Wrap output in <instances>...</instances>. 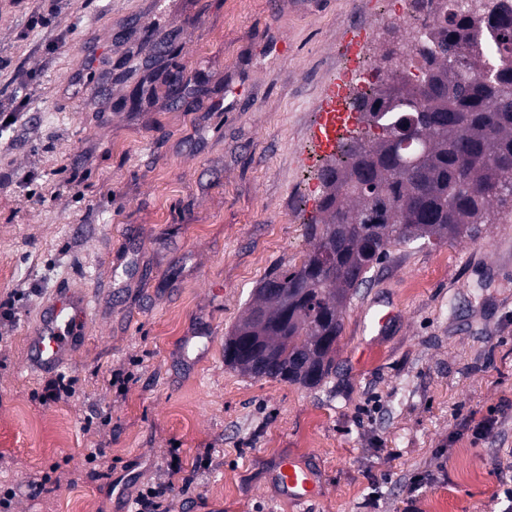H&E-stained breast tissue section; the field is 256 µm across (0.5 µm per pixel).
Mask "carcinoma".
Masks as SVG:
<instances>
[{"instance_id":"1","label":"carcinoma","mask_w":512,"mask_h":512,"mask_svg":"<svg viewBox=\"0 0 512 512\" xmlns=\"http://www.w3.org/2000/svg\"><path fill=\"white\" fill-rule=\"evenodd\" d=\"M430 37L399 23L383 30L400 52L380 50L374 93L350 106L369 138L340 145L318 171L314 249L273 273L254 310L224 343L241 369L240 341L262 336L276 352L266 378L315 388L334 366L326 337L392 245L455 240L479 224L512 219V0H410ZM418 58L417 72L410 58Z\"/></svg>"}]
</instances>
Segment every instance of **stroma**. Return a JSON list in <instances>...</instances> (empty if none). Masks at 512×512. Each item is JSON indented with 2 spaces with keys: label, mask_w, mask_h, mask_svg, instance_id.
<instances>
[{
  "label": "stroma",
  "mask_w": 512,
  "mask_h": 512,
  "mask_svg": "<svg viewBox=\"0 0 512 512\" xmlns=\"http://www.w3.org/2000/svg\"><path fill=\"white\" fill-rule=\"evenodd\" d=\"M156 21L164 45L145 28ZM382 0H0V491L8 512H505L512 485V223L395 245L344 312L316 388L242 374L224 340L275 268L300 265L327 156L310 137L344 38ZM194 82L175 99V69ZM37 199H30V192ZM88 338L45 402L25 337L56 288ZM395 309L381 335L364 333ZM494 412L473 443L463 421ZM104 458L90 461L91 448ZM316 476L299 504L276 478ZM277 478L284 494L292 501L301 503L314 494L313 478L309 470L291 460L280 462ZM180 472V468L172 469L170 478L167 481L159 483L156 487L149 486L142 491L135 499L137 512H166L167 506H164L166 497L172 492V477Z\"/></svg>",
  "instance_id": "obj_1"
}]
</instances>
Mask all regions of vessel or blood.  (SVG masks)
Returning <instances> with one entry per match:
<instances>
[{"label":"vessel or blood","instance_id":"vessel-or-blood-1","mask_svg":"<svg viewBox=\"0 0 512 512\" xmlns=\"http://www.w3.org/2000/svg\"><path fill=\"white\" fill-rule=\"evenodd\" d=\"M90 297L66 286L40 310L36 325L26 339L28 368L48 373L66 365L87 336L86 314ZM278 482L292 501L303 502L314 493L309 470L291 460L280 462Z\"/></svg>","mask_w":512,"mask_h":512}]
</instances>
